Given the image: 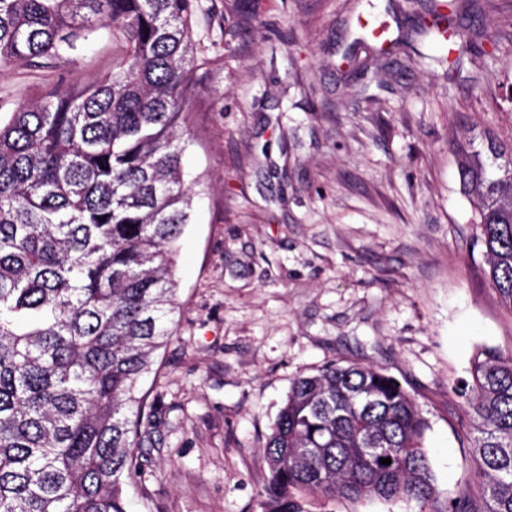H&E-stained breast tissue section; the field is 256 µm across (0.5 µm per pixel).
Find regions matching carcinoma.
<instances>
[{
  "label": "carcinoma",
  "instance_id": "cac0c4a2",
  "mask_svg": "<svg viewBox=\"0 0 512 512\" xmlns=\"http://www.w3.org/2000/svg\"><path fill=\"white\" fill-rule=\"evenodd\" d=\"M441 43L475 0H414ZM448 13H442V9ZM201 0H0V63L38 66L104 28L112 73L0 118V512H127L153 409L138 395L176 312L171 268L190 223L182 128L198 71ZM467 137L461 190L479 213L488 277L512 311V142ZM465 398L483 492L440 501L429 421L381 369L332 362L297 379L264 446L262 512L297 492L403 499L419 512H512V353L483 349ZM389 458L391 464L380 463Z\"/></svg>",
  "mask_w": 512,
  "mask_h": 512
}]
</instances>
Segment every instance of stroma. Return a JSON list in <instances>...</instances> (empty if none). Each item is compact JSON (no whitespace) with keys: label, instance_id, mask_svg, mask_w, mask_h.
Returning <instances> with one entry per match:
<instances>
[{"label":"stroma","instance_id":"35a3bbf8","mask_svg":"<svg viewBox=\"0 0 512 512\" xmlns=\"http://www.w3.org/2000/svg\"><path fill=\"white\" fill-rule=\"evenodd\" d=\"M195 31L223 57L189 110L172 334L141 381L158 410L129 512H260L266 436L293 382L330 361L398 379L429 420L441 499L481 491L453 391L512 352L460 190L457 134L512 140V0H481L419 63L366 30L412 32L406 0H213ZM466 49L460 72L448 60ZM109 29L41 68L0 64V112L112 70ZM446 57L438 64L436 56ZM307 512H419L314 496Z\"/></svg>","mask_w":512,"mask_h":512}]
</instances>
